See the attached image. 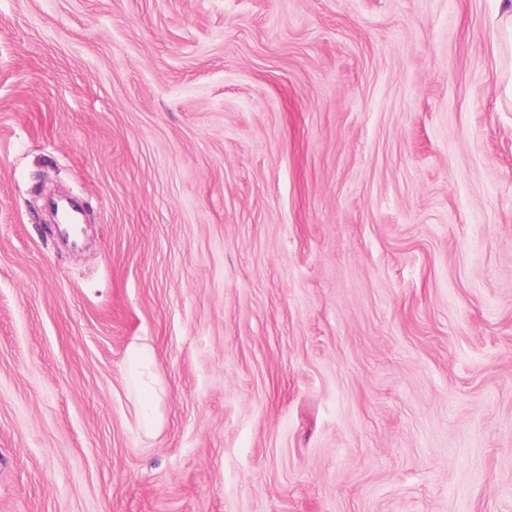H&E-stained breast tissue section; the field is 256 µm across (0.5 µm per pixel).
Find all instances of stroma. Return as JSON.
<instances>
[{
  "instance_id": "35a3bbf8",
  "label": "stroma",
  "mask_w": 512,
  "mask_h": 512,
  "mask_svg": "<svg viewBox=\"0 0 512 512\" xmlns=\"http://www.w3.org/2000/svg\"><path fill=\"white\" fill-rule=\"evenodd\" d=\"M493 10L0 0V512H512ZM130 384L138 423L147 434H154L162 422L160 410L166 391L156 370L154 348L134 341L128 345L121 366Z\"/></svg>"
}]
</instances>
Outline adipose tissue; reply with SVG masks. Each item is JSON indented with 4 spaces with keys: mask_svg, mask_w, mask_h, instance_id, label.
<instances>
[{
    "mask_svg": "<svg viewBox=\"0 0 512 512\" xmlns=\"http://www.w3.org/2000/svg\"><path fill=\"white\" fill-rule=\"evenodd\" d=\"M121 371L131 386L140 427L145 433H155L162 422L161 405L166 391L156 370L153 347L137 341L130 343Z\"/></svg>",
    "mask_w": 512,
    "mask_h": 512,
    "instance_id": "adipose-tissue-1",
    "label": "adipose tissue"
}]
</instances>
